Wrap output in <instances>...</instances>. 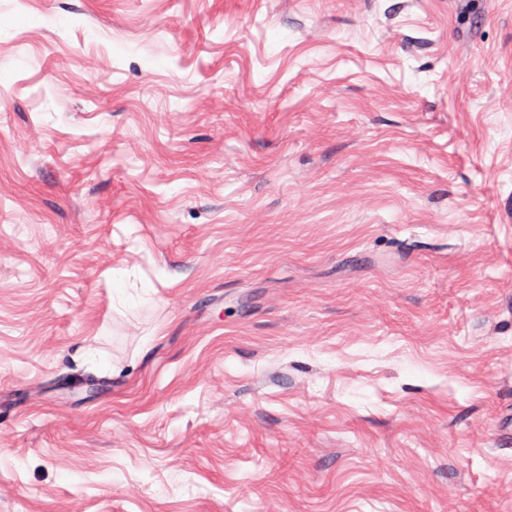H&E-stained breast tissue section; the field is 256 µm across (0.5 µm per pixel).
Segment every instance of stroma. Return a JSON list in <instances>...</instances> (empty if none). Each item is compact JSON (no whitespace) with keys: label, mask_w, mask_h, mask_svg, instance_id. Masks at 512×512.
<instances>
[{"label":"stroma","mask_w":512,"mask_h":512,"mask_svg":"<svg viewBox=\"0 0 512 512\" xmlns=\"http://www.w3.org/2000/svg\"><path fill=\"white\" fill-rule=\"evenodd\" d=\"M0 512H512V0H0Z\"/></svg>","instance_id":"35a3bbf8"}]
</instances>
